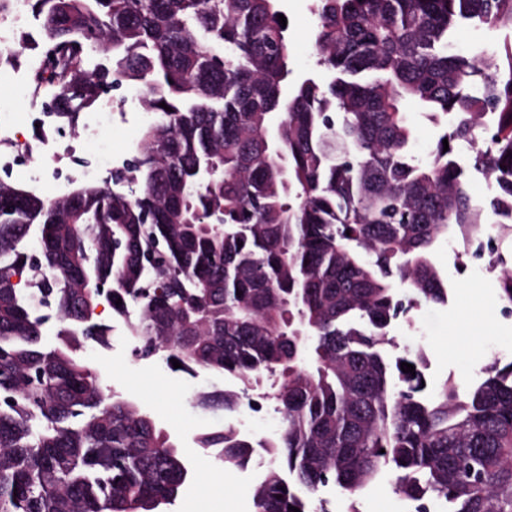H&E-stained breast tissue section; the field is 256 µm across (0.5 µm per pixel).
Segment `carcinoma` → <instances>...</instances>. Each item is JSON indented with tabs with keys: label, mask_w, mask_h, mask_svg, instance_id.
Instances as JSON below:
<instances>
[{
	"label": "carcinoma",
	"mask_w": 512,
	"mask_h": 512,
	"mask_svg": "<svg viewBox=\"0 0 512 512\" xmlns=\"http://www.w3.org/2000/svg\"><path fill=\"white\" fill-rule=\"evenodd\" d=\"M278 2L27 0L48 61L35 87L63 116L126 84L151 120L113 177L127 193L50 199L0 180V512H154L193 477L80 355L110 345L92 320L103 299L138 355L238 384L197 407L233 414L248 390H273L275 438L231 423L198 438L227 467L257 446L275 456L251 488L255 512H306L305 497L352 496L389 469L417 505L512 512V362L427 399L423 352L384 355L416 302L448 304L430 258L440 238L488 219L512 230V50L501 66L450 39L463 21L512 27V0H317L318 78L293 76ZM94 48L112 66L86 68ZM406 101L449 126L425 160ZM472 169L496 188L485 207ZM32 239L36 290L13 281Z\"/></svg>",
	"instance_id": "obj_1"
}]
</instances>
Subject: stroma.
<instances>
[{"label": "stroma", "instance_id": "1", "mask_svg": "<svg viewBox=\"0 0 512 512\" xmlns=\"http://www.w3.org/2000/svg\"><path fill=\"white\" fill-rule=\"evenodd\" d=\"M315 5L316 0H281L280 3L288 19L291 66L298 78L321 73L314 50ZM452 39L462 52L483 50L503 64L507 61L506 46L512 42V28L488 29L463 23L454 30ZM50 136H53L51 129L21 125L10 139L0 141V151L22 150L31 166L49 163L68 171L74 166L75 156L94 149L93 143L84 140L82 132L70 131L57 137L55 154L48 159L42 144ZM432 258L448 280V303L414 308L408 319L397 321L391 330L395 343L387 347L386 355L392 359L409 350H423L428 360V385L432 388L448 378L478 381V366L489 357H498L504 363L512 361V321L500 316L498 277L492 274L475 279L469 270L462 268V236L458 233L439 241L433 248ZM477 317L482 319L483 329L479 335H468L466 329ZM96 319L111 326L110 344L105 348L89 344L83 356L101 369L104 384L137 400L170 433L179 451L196 469L214 471L215 482L225 479L230 482L224 498L215 493L204 494L196 482H188L167 512H253L249 489L263 470L272 466V456L264 455L261 463L252 462L246 468L232 469L222 476L218 473L220 461L199 448L196 437L230 421L241 433L254 439L273 438L281 426L275 401L266 400V413L261 418L245 406L231 417L202 412L192 404L194 394L215 387L231 389L234 381L203 371L194 375L172 371L160 353L144 359L136 357L137 341L122 318L114 316L104 304L97 308ZM408 507V502L394 493L385 478L350 498L326 488L307 504L309 512H407Z\"/></svg>", "mask_w": 512, "mask_h": 512}]
</instances>
